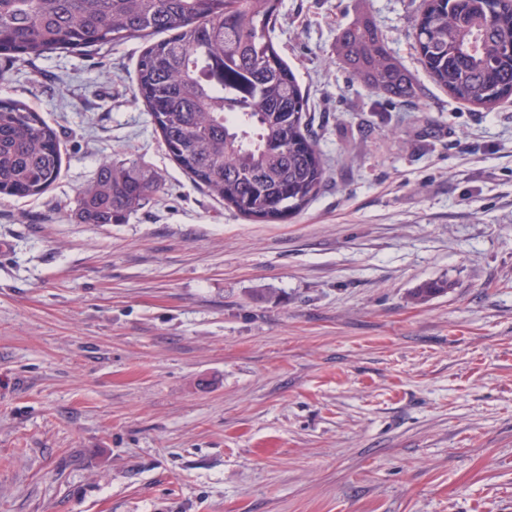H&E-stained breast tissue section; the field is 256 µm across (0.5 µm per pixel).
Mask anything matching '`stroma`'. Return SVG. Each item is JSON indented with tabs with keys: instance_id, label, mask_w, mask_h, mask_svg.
Returning a JSON list of instances; mask_svg holds the SVG:
<instances>
[{
	"instance_id": "1",
	"label": "stroma",
	"mask_w": 512,
	"mask_h": 512,
	"mask_svg": "<svg viewBox=\"0 0 512 512\" xmlns=\"http://www.w3.org/2000/svg\"><path fill=\"white\" fill-rule=\"evenodd\" d=\"M416 8L280 0L327 178L267 224L168 155L144 40L0 64L62 152L47 193L0 199V512H512V100L438 87ZM361 16L414 100L352 79L336 36ZM106 159L162 187L86 224ZM448 288V281L439 279L432 280L419 285L418 288L408 295V301L413 304L423 303L436 295L444 293Z\"/></svg>"
}]
</instances>
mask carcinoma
Here are the masks:
<instances>
[{
  "mask_svg": "<svg viewBox=\"0 0 512 512\" xmlns=\"http://www.w3.org/2000/svg\"><path fill=\"white\" fill-rule=\"evenodd\" d=\"M279 0H0V59L151 43L137 88L170 157L224 205L259 222L290 218L317 196L326 168L306 94L274 38ZM412 37L421 65L458 101L512 98V0H421ZM336 52L371 90L406 101L418 88L370 20L343 28ZM62 166L58 135L33 107L0 99V196H41ZM160 191L135 163L105 161L77 199L86 224H121ZM439 279L408 295L423 303Z\"/></svg>",
  "mask_w": 512,
  "mask_h": 512,
  "instance_id": "1",
  "label": "carcinoma"
}]
</instances>
